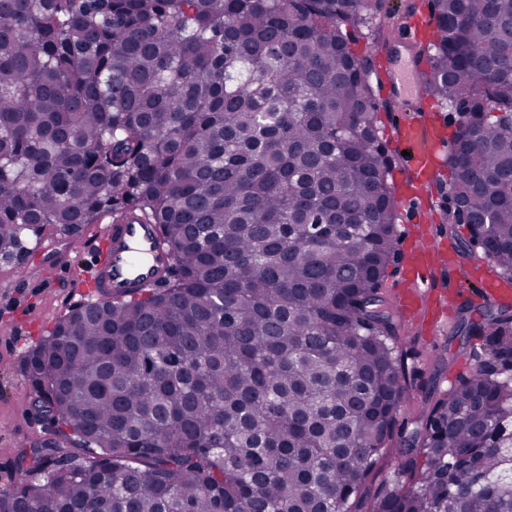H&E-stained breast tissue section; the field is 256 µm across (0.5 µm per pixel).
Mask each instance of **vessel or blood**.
Here are the masks:
<instances>
[{
  "instance_id": "obj_1",
  "label": "vessel or blood",
  "mask_w": 512,
  "mask_h": 512,
  "mask_svg": "<svg viewBox=\"0 0 512 512\" xmlns=\"http://www.w3.org/2000/svg\"><path fill=\"white\" fill-rule=\"evenodd\" d=\"M395 135L421 180H428L437 146L434 128L410 120L399 125ZM93 242L94 259L77 279L79 292L88 302L106 300L113 293L155 281L168 264L167 248L152 224L108 222L98 226ZM442 263V257L428 245L412 256L404 283L396 291V305L403 314L419 316L428 312L431 300L422 284ZM480 286L482 295L490 301H512V286L492 270H485Z\"/></svg>"
}]
</instances>
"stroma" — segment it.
I'll use <instances>...</instances> for the list:
<instances>
[{
	"label": "stroma",
	"mask_w": 512,
	"mask_h": 512,
	"mask_svg": "<svg viewBox=\"0 0 512 512\" xmlns=\"http://www.w3.org/2000/svg\"><path fill=\"white\" fill-rule=\"evenodd\" d=\"M441 194H434L432 203L403 202L399 206L398 251L407 254L418 241L430 245L456 248L441 220L437 203ZM42 251L29 256L28 275H15L17 262L0 259V486L9 484L18 475V453L38 439L53 435V425L32 405V391L23 373L25 357L54 324L80 298L64 283L48 281L50 268L76 269L87 265L91 243L86 232L64 235L58 229L45 228L38 237ZM484 260L463 263L455 259L451 268L434 272L426 283L429 290L442 293L453 289L452 310L461 304L479 308L486 301L477 293L474 274L484 267ZM404 349L407 362L417 372L416 401H423L448 385V376L437 372L434 361L447 350L457 351L459 342L451 336L452 326L433 325L431 318L406 321Z\"/></svg>",
	"instance_id": "stroma-1"
}]
</instances>
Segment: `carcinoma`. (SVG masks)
I'll list each match as a JSON object with an SVG mask.
<instances>
[{"label": "carcinoma", "instance_id": "1", "mask_svg": "<svg viewBox=\"0 0 512 512\" xmlns=\"http://www.w3.org/2000/svg\"><path fill=\"white\" fill-rule=\"evenodd\" d=\"M382 2L0 0V256L106 217L171 255L30 351L55 438L20 451L0 512H360L415 380L384 292L387 35L355 48ZM432 16L448 235L512 282V0ZM454 334L471 371L423 401L366 512H512V308L463 305Z\"/></svg>", "mask_w": 512, "mask_h": 512}]
</instances>
